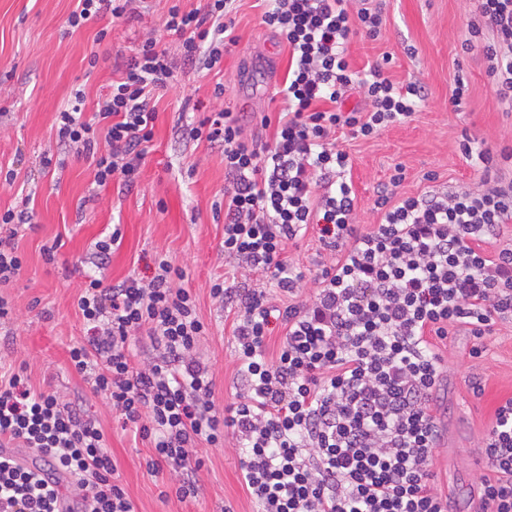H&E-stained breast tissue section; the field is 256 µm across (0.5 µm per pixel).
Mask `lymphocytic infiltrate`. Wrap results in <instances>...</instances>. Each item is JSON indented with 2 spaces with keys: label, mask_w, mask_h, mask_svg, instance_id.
<instances>
[{
  "label": "lymphocytic infiltrate",
  "mask_w": 512,
  "mask_h": 512,
  "mask_svg": "<svg viewBox=\"0 0 512 512\" xmlns=\"http://www.w3.org/2000/svg\"><path fill=\"white\" fill-rule=\"evenodd\" d=\"M144 2L77 0L67 25L75 32L106 13L132 18ZM234 2L188 10L170 0L163 36L146 35L122 60L92 116L79 90L59 111L58 146L91 161L97 186L136 185L155 136V91L180 70L223 67L238 43ZM266 2L261 21L289 55L286 108L270 142L248 144L244 119L221 110L186 129L224 154V256L235 269L211 294L232 318L239 401L216 405L196 354L207 326L165 259L146 280L106 286L89 277L77 300L87 340L70 349V364L149 442V469L179 472L180 501L198 496L199 447L230 438L259 512H448L430 483L441 440L432 404L444 376L435 343L466 329L478 358L483 337L512 318V248L493 246L512 222V183L486 178L475 190L398 200L396 173L377 191L380 224L360 230L345 179L350 158L338 140L411 120L425 90L394 83L378 64L353 69L345 45L358 29L378 38L379 11L351 10L349 0ZM479 16L470 34H495L484 48L487 74L496 96L512 102V0H479ZM357 89L367 108L346 107ZM27 219L22 210L0 212V285L22 273L14 239ZM311 229L333 260L302 301L303 274L284 255ZM257 274L264 286H249ZM271 287L281 304L270 301ZM276 325L283 336L273 351ZM141 335L157 355L137 365L129 343ZM482 446L490 471L480 480L484 512H512V397L496 408ZM20 448L36 463L22 462ZM116 470L103 431L77 405L31 385L26 366L0 364V512H135Z\"/></svg>",
  "instance_id": "lymphocytic-infiltrate-1"
}]
</instances>
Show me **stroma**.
I'll return each mask as SVG.
<instances>
[{
  "label": "stroma",
  "mask_w": 512,
  "mask_h": 512,
  "mask_svg": "<svg viewBox=\"0 0 512 512\" xmlns=\"http://www.w3.org/2000/svg\"><path fill=\"white\" fill-rule=\"evenodd\" d=\"M386 20L381 39L357 34L348 44L356 70L386 61L393 82H418L428 102L413 120L390 125L370 139L344 142L350 155L351 181L357 197L356 222L362 229L379 223L376 191L402 166L397 197L428 190L468 189L483 174L462 154V143L493 153L512 150V112L497 99L485 73L482 48L495 43L491 31L469 34L477 0H375ZM77 0H0V169L12 171V185L0 187V211L28 202L30 225L17 237L24 256L19 280L1 286L14 308L12 323L0 326V361L26 365L35 386L52 387L77 401L84 417L104 430L107 450L116 459L118 481L136 512H257L241 486L240 459L233 441L202 448L205 465L198 474L196 500L183 503L172 492L171 470L149 471L148 442L122 429L110 404L71 369L69 350L85 338L76 305L78 289L88 274L104 284L127 277L152 275L163 256L182 273L177 287L196 299L209 332L199 353L212 373L218 405L233 402L236 391L234 342L223 307L212 298L213 281L230 271L224 258V217L214 206L224 200V155L207 142L177 140L176 124L191 125L213 109L248 115L245 138L256 144L270 140L263 116L284 108L277 93L288 69V49L261 23L263 0H237L235 34L239 44L226 56L222 71L180 72L157 98L155 138L136 186L95 189L88 163L69 159L65 168L44 167L43 155L56 151L55 116L73 89L86 92L94 106L112 79L116 64L129 56L148 32L157 29L168 0H151L141 17L116 21L103 16L76 33L66 20ZM108 29L105 41L96 34ZM96 67H89V59ZM468 84L460 108L449 103L456 77ZM223 94H216V87ZM436 181H428V174ZM120 226L121 238L103 268L77 265L90 256L95 242ZM57 244L55 263H46L44 245ZM287 257L305 275L299 296L308 299L312 277L328 253L314 233L288 247ZM474 339L457 329L438 342L447 369L435 393L434 412L442 438L431 467L432 480L448 496L451 512H475L482 467L476 465L477 444L487 434L494 410L512 396V321L495 325L482 340L481 357H470ZM482 394H474V383Z\"/></svg>",
  "instance_id": "1"
}]
</instances>
